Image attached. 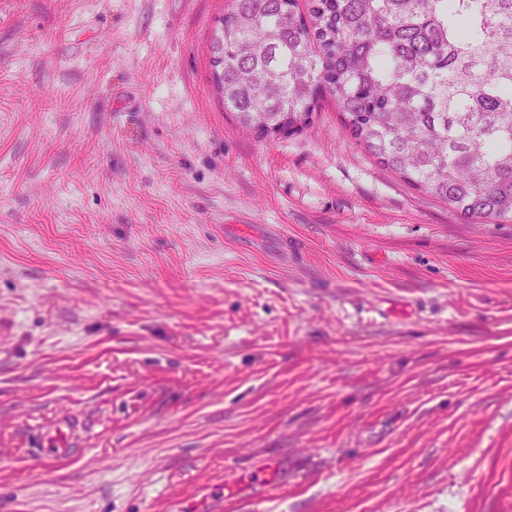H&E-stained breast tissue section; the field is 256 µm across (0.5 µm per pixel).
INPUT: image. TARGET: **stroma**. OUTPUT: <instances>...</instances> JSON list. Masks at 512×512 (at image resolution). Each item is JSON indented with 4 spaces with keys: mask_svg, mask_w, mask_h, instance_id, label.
<instances>
[{
    "mask_svg": "<svg viewBox=\"0 0 512 512\" xmlns=\"http://www.w3.org/2000/svg\"><path fill=\"white\" fill-rule=\"evenodd\" d=\"M228 5L0 0V512H512V224L241 130Z\"/></svg>",
    "mask_w": 512,
    "mask_h": 512,
    "instance_id": "1",
    "label": "stroma"
}]
</instances>
